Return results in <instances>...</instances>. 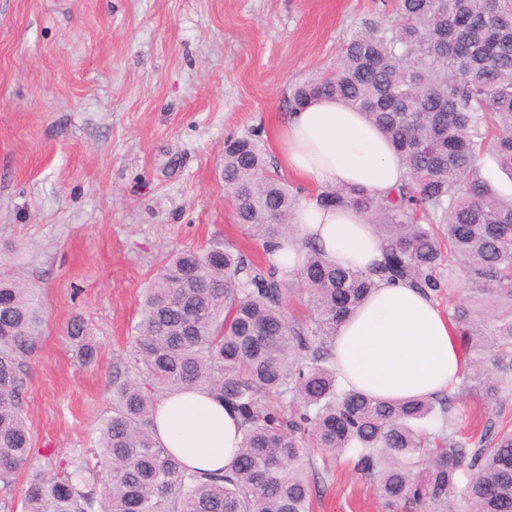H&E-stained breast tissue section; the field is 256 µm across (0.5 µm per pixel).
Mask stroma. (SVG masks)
I'll use <instances>...</instances> for the list:
<instances>
[{
	"instance_id": "35a3bbf8",
	"label": "stroma",
	"mask_w": 512,
	"mask_h": 512,
	"mask_svg": "<svg viewBox=\"0 0 512 512\" xmlns=\"http://www.w3.org/2000/svg\"><path fill=\"white\" fill-rule=\"evenodd\" d=\"M395 18L394 0H0V274L43 310L20 395L39 456L91 447L172 252L262 256L235 222L225 140L252 138L277 170L293 88ZM75 319L99 342L92 365L72 354ZM309 479L313 512H384L347 460Z\"/></svg>"
}]
</instances>
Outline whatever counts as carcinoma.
Segmentation results:
<instances>
[{
	"mask_svg": "<svg viewBox=\"0 0 512 512\" xmlns=\"http://www.w3.org/2000/svg\"><path fill=\"white\" fill-rule=\"evenodd\" d=\"M397 14L393 28L352 33L336 69L296 87L289 111L341 99L389 138L407 169L394 195L339 188L319 204L350 205L375 223V274L436 302L448 296L449 321L478 352L462 389L472 382L497 415L459 438L454 388L387 400L345 387L336 336L373 278L329 263L309 242L286 272L213 244L174 252L144 290L131 339L141 379L116 389L92 457L34 467L19 395L42 311L34 289L1 277L0 487L12 490L26 473L21 512H311L313 448L324 462L353 453L354 468L376 477L386 512H512V424L502 421L512 397V197L499 196L480 167L490 153L512 174V0H397ZM224 183L237 224L265 251L292 238L298 192L267 172L253 139L225 142ZM458 268L488 304L454 301ZM295 279L308 321L284 310ZM69 337L80 364L96 361L100 346L83 322ZM193 386L242 418L227 473L182 468L151 434L154 394Z\"/></svg>",
	"mask_w": 512,
	"mask_h": 512,
	"instance_id": "1",
	"label": "carcinoma"
}]
</instances>
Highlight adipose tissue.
I'll return each mask as SVG.
<instances>
[{
	"mask_svg": "<svg viewBox=\"0 0 512 512\" xmlns=\"http://www.w3.org/2000/svg\"><path fill=\"white\" fill-rule=\"evenodd\" d=\"M274 146L283 171L308 189L294 216L298 238L276 249L275 261L293 266L300 244L310 241L332 263L375 268L381 241L373 225L353 207L326 208L316 197L348 187L392 195L406 168L388 139L343 101L318 99L289 114ZM336 363L346 385L377 398L437 397L466 367L444 310L409 282L386 280L341 326ZM152 434L185 468L221 474L233 465L243 428L234 406L191 388L157 401Z\"/></svg>",
	"mask_w": 512,
	"mask_h": 512,
	"instance_id": "adipose-tissue-1",
	"label": "adipose tissue"
}]
</instances>
